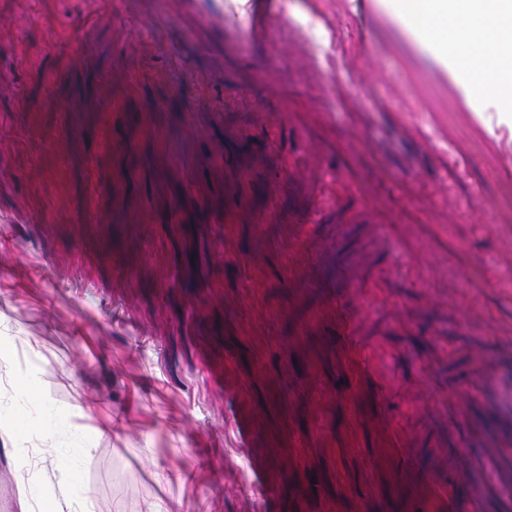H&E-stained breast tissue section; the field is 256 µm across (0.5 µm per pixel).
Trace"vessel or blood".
<instances>
[{
  "label": "vessel or blood",
  "mask_w": 512,
  "mask_h": 512,
  "mask_svg": "<svg viewBox=\"0 0 512 512\" xmlns=\"http://www.w3.org/2000/svg\"><path fill=\"white\" fill-rule=\"evenodd\" d=\"M478 404L485 405L491 412L487 428L473 432L469 442L486 449L479 465L486 470L500 497L512 503V478H502L498 467L503 459H512V359L500 363L468 380L452 393L435 400V407L444 410L449 422L464 420L471 409ZM434 488L448 496L450 488L441 481H434ZM490 500L485 489H472L463 503L450 500V512H490Z\"/></svg>",
  "instance_id": "1"
}]
</instances>
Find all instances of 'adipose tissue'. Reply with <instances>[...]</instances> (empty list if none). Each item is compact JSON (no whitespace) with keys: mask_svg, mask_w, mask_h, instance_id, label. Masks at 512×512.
Here are the masks:
<instances>
[{"mask_svg":"<svg viewBox=\"0 0 512 512\" xmlns=\"http://www.w3.org/2000/svg\"><path fill=\"white\" fill-rule=\"evenodd\" d=\"M394 14L428 43L455 50L469 96L512 99V57L498 51L512 29V0H395Z\"/></svg>","mask_w":512,"mask_h":512,"instance_id":"adipose-tissue-1","label":"adipose tissue"}]
</instances>
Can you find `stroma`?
Segmentation results:
<instances>
[{
  "label": "stroma",
  "instance_id": "stroma-1",
  "mask_svg": "<svg viewBox=\"0 0 512 512\" xmlns=\"http://www.w3.org/2000/svg\"><path fill=\"white\" fill-rule=\"evenodd\" d=\"M222 3L0 0L13 512H448L489 412L420 407L512 356V102L389 0Z\"/></svg>",
  "mask_w": 512,
  "mask_h": 512
}]
</instances>
